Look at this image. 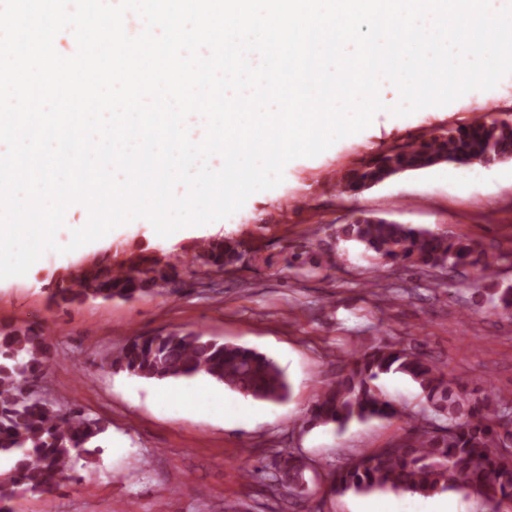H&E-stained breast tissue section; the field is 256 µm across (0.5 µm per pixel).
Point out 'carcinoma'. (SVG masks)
Returning <instances> with one entry per match:
<instances>
[{
    "label": "carcinoma",
    "mask_w": 512,
    "mask_h": 512,
    "mask_svg": "<svg viewBox=\"0 0 512 512\" xmlns=\"http://www.w3.org/2000/svg\"><path fill=\"white\" fill-rule=\"evenodd\" d=\"M492 165L512 160V122L483 120L438 128L399 148L376 153L344 172L337 186L351 196L399 174L438 165ZM336 238L373 252L385 266L411 265L427 272L468 267L482 281L495 270L498 256L465 239L362 215L336 227ZM243 257L241 244L230 240L197 243L189 262L172 264L146 258L114 266L102 257L72 267L56 280L48 299L62 307L76 301L115 297L133 299L149 287L171 288L167 270L188 274L222 273ZM493 308L512 315V288L489 294ZM51 358L43 330L32 325L0 328V512L27 491L49 492L57 476L77 472L79 464L103 452L108 426L79 410L55 408L48 387L38 381ZM109 365L140 378L167 381L205 374L228 389L257 401L286 398L289 384L277 363L255 350L219 343L198 332L173 331L132 335L109 359ZM401 374L418 386L425 415L398 442L375 453L350 457L329 474L333 494L373 491L409 492L424 496L449 490L482 498L488 512L512 509V399L448 379L441 364L422 350L384 343L354 353L323 386L304 422L342 430L353 421L393 418L400 411L378 392L380 377ZM270 490L288 503L307 496L305 459L279 452Z\"/></svg>",
    "instance_id": "cac0c4a2"
}]
</instances>
